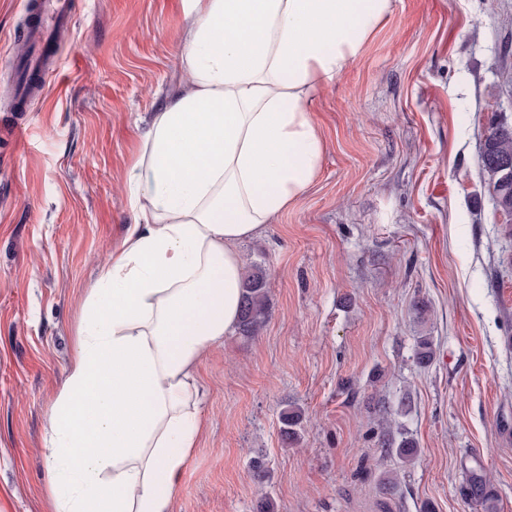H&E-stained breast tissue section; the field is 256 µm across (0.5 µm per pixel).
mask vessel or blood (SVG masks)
Returning a JSON list of instances; mask_svg holds the SVG:
<instances>
[{
  "instance_id": "vessel-or-blood-1",
  "label": "vessel or blood",
  "mask_w": 512,
  "mask_h": 512,
  "mask_svg": "<svg viewBox=\"0 0 512 512\" xmlns=\"http://www.w3.org/2000/svg\"><path fill=\"white\" fill-rule=\"evenodd\" d=\"M22 9L30 18L29 53L21 60L9 54L1 61L18 69L17 94L31 103L41 100L50 87L57 70V40L69 34L73 15L71 0H22Z\"/></svg>"
}]
</instances>
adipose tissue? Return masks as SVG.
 Masks as SVG:
<instances>
[{"label":"adipose tissue","mask_w":512,"mask_h":512,"mask_svg":"<svg viewBox=\"0 0 512 512\" xmlns=\"http://www.w3.org/2000/svg\"><path fill=\"white\" fill-rule=\"evenodd\" d=\"M191 81L140 134L132 226L85 295L43 445L45 512H172L202 424L197 364L239 324V246L324 151L314 98L391 0H185Z\"/></svg>","instance_id":"ef3b65f1"}]
</instances>
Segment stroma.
<instances>
[{
    "mask_svg": "<svg viewBox=\"0 0 512 512\" xmlns=\"http://www.w3.org/2000/svg\"><path fill=\"white\" fill-rule=\"evenodd\" d=\"M18 2L0 0V54L24 48ZM73 9L54 88L17 141L0 135V512H42L48 405L133 223L143 120L190 80L184 0ZM507 15L512 0H393L317 97L319 172L239 247L267 272L268 316L199 360L203 426L172 512H485L460 493L474 471L512 512V238L478 162L491 119L512 124Z\"/></svg>",
    "mask_w": 512,
    "mask_h": 512,
    "instance_id": "obj_1",
    "label": "stroma"
}]
</instances>
